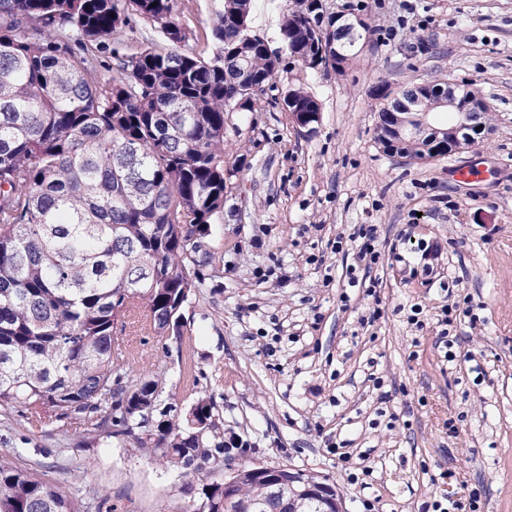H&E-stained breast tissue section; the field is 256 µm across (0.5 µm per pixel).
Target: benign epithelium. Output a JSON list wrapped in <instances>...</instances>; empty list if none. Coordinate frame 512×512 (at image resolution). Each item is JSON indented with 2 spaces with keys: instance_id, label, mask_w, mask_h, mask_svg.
Instances as JSON below:
<instances>
[{
  "instance_id": "1",
  "label": "benign epithelium",
  "mask_w": 512,
  "mask_h": 512,
  "mask_svg": "<svg viewBox=\"0 0 512 512\" xmlns=\"http://www.w3.org/2000/svg\"><path fill=\"white\" fill-rule=\"evenodd\" d=\"M350 31L351 48L360 52L368 43V31L362 20L352 19L346 23ZM431 90L425 85L416 87L411 97L412 106L406 112L378 113L377 131L384 151L396 152L406 143H428L437 146L445 154L459 152L476 142V136L486 130L478 121L488 105L477 95H464L453 82L437 90L432 102H425ZM424 104L425 111L418 112L415 106ZM447 110L455 114L450 125L435 122L434 114ZM246 470L264 482L268 495L292 504L299 499H311L318 503L320 512H344L343 498L334 485L304 478L306 472L286 465L268 466L259 463L246 464L239 460L224 462V485L228 486L240 479L241 471Z\"/></svg>"
}]
</instances>
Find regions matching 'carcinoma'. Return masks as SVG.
Returning <instances> with one entry per match:
<instances>
[{
	"mask_svg": "<svg viewBox=\"0 0 512 512\" xmlns=\"http://www.w3.org/2000/svg\"><path fill=\"white\" fill-rule=\"evenodd\" d=\"M182 0H0V418L78 438L91 428L189 473L224 465V422L209 397L186 412L161 404L164 373L127 378L114 328L141 312L146 330L183 340V309L204 287L203 239L224 211V127L251 85L270 84L281 58L249 38L252 0H218L204 58L182 47ZM298 0L282 15L281 46L315 69L341 15ZM158 37L112 74L91 71L105 39L131 16ZM293 112H319L292 90ZM199 245L189 243L192 230ZM190 512H224V478L196 492ZM238 508L266 501L262 483L235 488ZM116 512L108 495L70 496L35 469L0 456V512Z\"/></svg>",
	"mask_w": 512,
	"mask_h": 512,
	"instance_id": "carcinoma-1",
	"label": "carcinoma"
}]
</instances>
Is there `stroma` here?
I'll return each instance as SVG.
<instances>
[{
	"instance_id": "stroma-1",
	"label": "stroma",
	"mask_w": 512,
	"mask_h": 512,
	"mask_svg": "<svg viewBox=\"0 0 512 512\" xmlns=\"http://www.w3.org/2000/svg\"><path fill=\"white\" fill-rule=\"evenodd\" d=\"M322 4L364 13L366 48L340 74L285 58L252 111L231 113L207 286L184 308L182 343L137 337L127 374L164 367L162 402L212 398L238 455L321 476L346 512L365 499L426 512L465 489L477 512H512V0ZM216 7L189 0L176 15L205 56ZM448 80L483 95L490 134L433 161L384 152L377 87ZM290 87L319 99L313 129L282 108ZM464 167L477 177L456 180ZM361 224L377 226L380 259L352 287ZM0 456L118 512H186L184 486L207 481L118 442L60 460L18 416L0 424Z\"/></svg>"
}]
</instances>
